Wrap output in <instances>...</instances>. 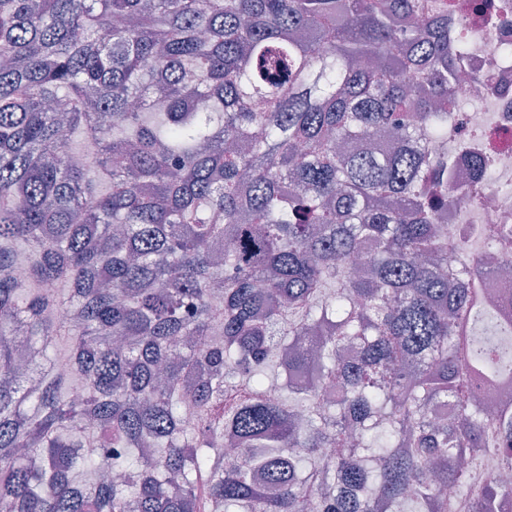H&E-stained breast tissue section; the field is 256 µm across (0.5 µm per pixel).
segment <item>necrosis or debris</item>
I'll use <instances>...</instances> for the list:
<instances>
[{"instance_id": "1", "label": "necrosis or debris", "mask_w": 512, "mask_h": 512, "mask_svg": "<svg viewBox=\"0 0 512 512\" xmlns=\"http://www.w3.org/2000/svg\"><path fill=\"white\" fill-rule=\"evenodd\" d=\"M456 37L468 49L457 55L456 65L485 83L460 84L448 109V136L443 149L452 161L449 186L465 190L449 222L468 226L469 241H477L482 226L499 224L512 229V54L500 46L512 43V26L500 10L479 12L473 0H450ZM489 161L495 185L478 179L475 159Z\"/></svg>"}]
</instances>
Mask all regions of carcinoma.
<instances>
[{
    "instance_id": "1",
    "label": "carcinoma",
    "mask_w": 512,
    "mask_h": 512,
    "mask_svg": "<svg viewBox=\"0 0 512 512\" xmlns=\"http://www.w3.org/2000/svg\"><path fill=\"white\" fill-rule=\"evenodd\" d=\"M459 50L434 0H0V512H501L512 236L448 270L431 147ZM506 275L508 280L499 279L495 273L490 272L485 288L495 298L499 313L512 318V269L510 266Z\"/></svg>"
}]
</instances>
